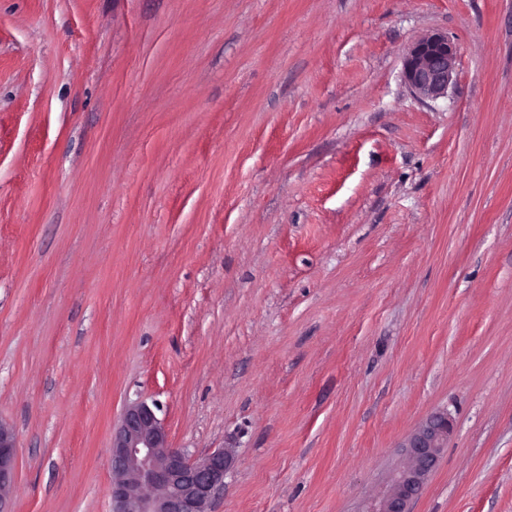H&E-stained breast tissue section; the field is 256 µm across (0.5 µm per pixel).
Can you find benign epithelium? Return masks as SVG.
Segmentation results:
<instances>
[{"label": "benign epithelium", "instance_id": "benign-epithelium-1", "mask_svg": "<svg viewBox=\"0 0 512 512\" xmlns=\"http://www.w3.org/2000/svg\"><path fill=\"white\" fill-rule=\"evenodd\" d=\"M458 47L442 32L413 43L404 55L403 78L422 100L448 95L456 80ZM452 433L448 412L423 420L402 445L400 463L384 491L367 501L363 512H410L439 462ZM231 448H216L194 457L169 444L164 422L144 402L128 405L112 435L111 512H212L232 467ZM17 470V437L0 422V512L13 489Z\"/></svg>", "mask_w": 512, "mask_h": 512}]
</instances>
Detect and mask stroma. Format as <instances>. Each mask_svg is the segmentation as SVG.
<instances>
[{"label": "stroma", "instance_id": "obj_1", "mask_svg": "<svg viewBox=\"0 0 512 512\" xmlns=\"http://www.w3.org/2000/svg\"><path fill=\"white\" fill-rule=\"evenodd\" d=\"M136 401L214 512H360L440 409L411 512H512V0H0L9 512H110ZM458 47L448 34L435 32L413 43L404 55L403 78L422 100L448 95L456 80Z\"/></svg>", "mask_w": 512, "mask_h": 512}]
</instances>
